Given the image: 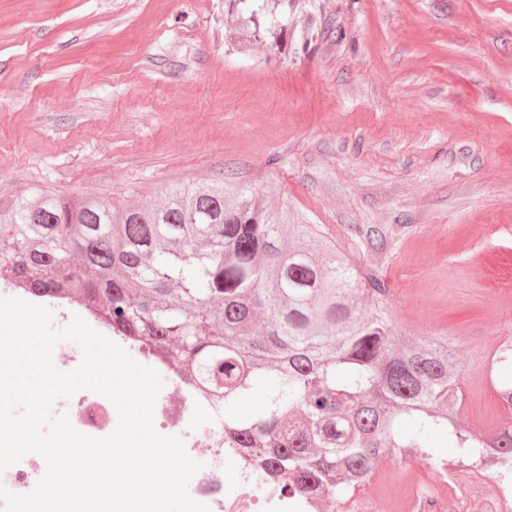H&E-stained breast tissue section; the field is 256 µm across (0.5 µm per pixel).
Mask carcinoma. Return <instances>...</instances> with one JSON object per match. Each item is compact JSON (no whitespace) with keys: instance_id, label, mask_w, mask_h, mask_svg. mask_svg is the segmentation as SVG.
<instances>
[{"instance_id":"1","label":"carcinoma","mask_w":512,"mask_h":512,"mask_svg":"<svg viewBox=\"0 0 512 512\" xmlns=\"http://www.w3.org/2000/svg\"><path fill=\"white\" fill-rule=\"evenodd\" d=\"M280 52L288 0H226ZM381 252L385 235L355 228ZM0 261L33 300H78L114 336L141 342L224 410V439L291 495L340 501L386 457L439 458L512 491V425L493 438L461 421V362L442 339L397 331L387 288L288 205L224 179L114 207L35 193L0 205ZM496 391L512 408V344ZM245 395L260 400L231 413Z\"/></svg>"}]
</instances>
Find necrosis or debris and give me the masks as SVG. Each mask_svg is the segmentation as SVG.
<instances>
[{
    "instance_id": "1",
    "label": "necrosis or debris",
    "mask_w": 512,
    "mask_h": 512,
    "mask_svg": "<svg viewBox=\"0 0 512 512\" xmlns=\"http://www.w3.org/2000/svg\"><path fill=\"white\" fill-rule=\"evenodd\" d=\"M58 412L68 414L73 427L86 434L112 431L115 419L112 403L98 394L73 395L57 401ZM202 420L208 455L189 483L191 497L206 504L210 512H325L327 501L313 496L289 495L282 484L263 479L261 471L242 456L239 449L226 446L224 427L214 406L198 397L180 381H173L168 392L159 396L154 409V427L164 432L171 427ZM233 458L232 475H225L224 460ZM438 479L430 485L406 480L402 473H381L369 481L368 493L351 496L342 512H382L383 502H391L393 512H512V496L498 493L488 499L482 490L488 483L480 473L452 470L447 460L433 464ZM46 471V462L36 453L0 473V485L15 494L32 492Z\"/></svg>"
}]
</instances>
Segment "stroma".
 <instances>
[{"mask_svg":"<svg viewBox=\"0 0 512 512\" xmlns=\"http://www.w3.org/2000/svg\"><path fill=\"white\" fill-rule=\"evenodd\" d=\"M221 176L372 267L398 331L448 339L465 421L512 418L480 375L512 337V0H290L278 54L224 0H0V201Z\"/></svg>","mask_w":512,"mask_h":512,"instance_id":"obj_1","label":"stroma"}]
</instances>
